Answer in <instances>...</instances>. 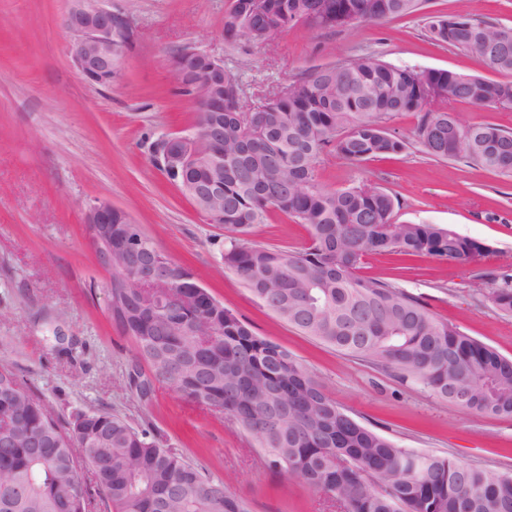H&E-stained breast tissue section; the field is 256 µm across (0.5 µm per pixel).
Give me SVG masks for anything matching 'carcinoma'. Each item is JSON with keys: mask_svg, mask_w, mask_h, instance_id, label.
I'll return each instance as SVG.
<instances>
[{"mask_svg": "<svg viewBox=\"0 0 512 512\" xmlns=\"http://www.w3.org/2000/svg\"><path fill=\"white\" fill-rule=\"evenodd\" d=\"M371 4L369 21L414 13L420 0H236L224 15L226 38L264 43L280 20ZM431 40L512 74V26L457 13L428 23ZM177 81L190 95L204 87L224 111L199 117L192 169L164 172L191 192L224 182L210 223L231 233L222 256L252 294L283 322L337 351L396 372L436 398L479 414L512 417V358L438 321L421 300L356 275L368 254H428L467 265L483 244L436 224L394 221L395 199L371 183L322 186L316 164L333 149L352 162L398 154L408 141L385 127L416 112L415 143L437 159L512 175V131L444 111L448 99L476 108H511L512 81L446 69L416 70L372 55L339 60L296 79L244 112L231 76L201 55H184ZM278 211L304 225L309 245L288 252L252 243L253 229ZM130 271L112 275V319L132 337L155 381L199 406L224 413L255 436L269 465L336 501L340 512H512V472L491 475L450 457L401 448L357 421L288 349L253 332L208 292L163 294L129 288ZM512 315V280L489 291ZM23 418L42 447L23 439L0 447V512H89L85 468L107 512H250L247 500L173 448L122 417L91 412L66 429L0 366V424Z\"/></svg>", "mask_w": 512, "mask_h": 512, "instance_id": "cac0c4a2", "label": "carcinoma"}]
</instances>
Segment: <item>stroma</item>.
<instances>
[{
  "mask_svg": "<svg viewBox=\"0 0 512 512\" xmlns=\"http://www.w3.org/2000/svg\"><path fill=\"white\" fill-rule=\"evenodd\" d=\"M234 0H110L132 31L111 86L87 84L71 60L64 26L70 0H0V365L60 423L108 411L161 445L223 478L252 512H336L303 483L270 469L255 439L223 415L158 383L141 400L128 374L135 344L112 320L105 286L112 274L88 242V207L112 203L157 247L190 270L257 335L288 348L326 392L361 423L400 447L448 456L490 473L512 471V417L482 416L444 403L394 373L349 358L304 336L268 310L225 269L224 230L152 160V145L191 130L192 101L181 95L170 62L191 45L224 61L243 105L309 70L362 53L418 69H448L487 80L499 72L430 40V17L467 13L512 26V0H423L415 13L336 31L295 25L260 44L224 38ZM329 189L368 181L395 197L399 223L440 224L490 249L465 266L429 255L367 256L358 274L419 297L434 316L512 357V317L488 299L512 278V178L437 160L411 143L401 153L350 162L320 156ZM304 225L275 212L251 236L291 252L308 245ZM74 362L57 354L56 336Z\"/></svg>",
  "mask_w": 512,
  "mask_h": 512,
  "instance_id": "stroma-1",
  "label": "stroma"
}]
</instances>
